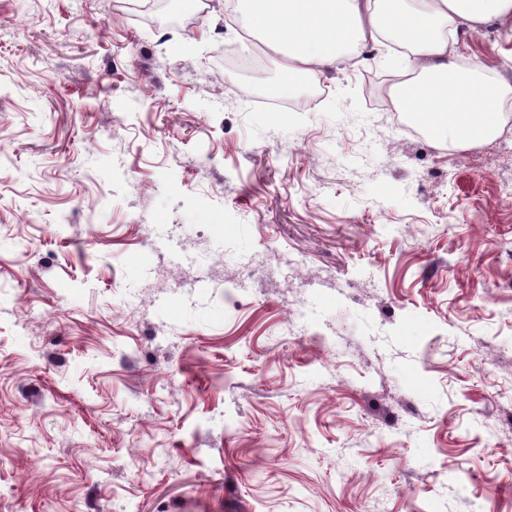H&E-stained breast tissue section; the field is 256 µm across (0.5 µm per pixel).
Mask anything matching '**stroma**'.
Listing matches in <instances>:
<instances>
[{
	"label": "stroma",
	"instance_id": "stroma-1",
	"mask_svg": "<svg viewBox=\"0 0 512 512\" xmlns=\"http://www.w3.org/2000/svg\"><path fill=\"white\" fill-rule=\"evenodd\" d=\"M127 3L0 0V512H512V123L408 133L387 46L266 103L224 0Z\"/></svg>",
	"mask_w": 512,
	"mask_h": 512
}]
</instances>
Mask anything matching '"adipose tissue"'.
Returning <instances> with one entry per match:
<instances>
[{"mask_svg":"<svg viewBox=\"0 0 512 512\" xmlns=\"http://www.w3.org/2000/svg\"><path fill=\"white\" fill-rule=\"evenodd\" d=\"M249 29L280 55L292 73L315 75L342 55L366 45L406 48L411 64L390 91L439 145L478 147L502 126L500 97L512 93L501 76L465 70L456 37L490 27L512 30V0H239ZM496 96H486L487 85Z\"/></svg>","mask_w":512,"mask_h":512,"instance_id":"obj_1","label":"adipose tissue"}]
</instances>
